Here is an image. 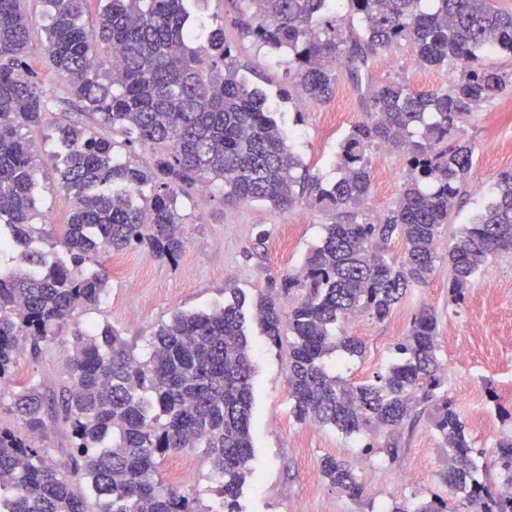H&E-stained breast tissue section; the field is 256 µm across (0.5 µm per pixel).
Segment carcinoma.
Wrapping results in <instances>:
<instances>
[{
  "label": "carcinoma",
  "instance_id": "1",
  "mask_svg": "<svg viewBox=\"0 0 512 512\" xmlns=\"http://www.w3.org/2000/svg\"><path fill=\"white\" fill-rule=\"evenodd\" d=\"M49 24L43 51L82 107L151 147V167L115 161L112 142L74 124L60 127L61 187L73 208L55 250H27L22 262H0V383L10 385V424H0V512H200L158 477L157 459L203 448L224 512L239 497L253 457V350L246 316L274 345L289 341L288 397L298 421L330 425L346 435L393 432L426 409L448 449L438 478L453 503L436 496L394 502L390 512H512V494H494L474 478L473 447L462 414L440 389L438 320L428 306L412 316L396 345L398 362L367 382L326 369L342 349L362 353L336 326L367 312L387 319L407 290L432 277L437 240L451 223L471 177L473 147L460 123L507 86L484 61L487 49L512 55V11L493 0H348L360 28L344 35L332 0H244L251 20L234 24L261 47L286 57L289 85L313 102L333 92L345 71L364 101V120L340 144L339 178L310 175L273 117L267 98L239 75L224 28L192 21L198 0H106L96 28L81 24L85 0H44ZM418 65L458 72L449 87L419 92L405 83L367 86L371 57L400 43ZM30 20L21 0H0V224L13 241L46 235L36 215V163L22 130L42 123L47 96L27 70ZM420 133H415V129ZM403 151L407 172L394 208L383 216L327 224L319 244L293 273L258 293L249 312L236 297L220 308L177 313L158 326L140 358L118 330L88 334L78 315L100 302L110 280L99 252L145 246L176 260L185 247L178 198L221 182L224 203L262 202L285 210L298 198L313 208L356 209L371 191L367 150ZM160 182L141 206L142 188ZM401 254L389 255L392 240ZM512 255V171L500 173L491 200L448 246L452 301L485 274L491 260ZM66 353L57 388L13 385L20 356L44 343ZM67 429V461L51 457L50 431ZM491 463L512 485V437L492 448ZM83 470L85 490L69 474ZM320 472L331 487L359 498L352 462L327 456Z\"/></svg>",
  "mask_w": 512,
  "mask_h": 512
}]
</instances>
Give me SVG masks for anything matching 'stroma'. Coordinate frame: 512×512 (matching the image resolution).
<instances>
[{
  "mask_svg": "<svg viewBox=\"0 0 512 512\" xmlns=\"http://www.w3.org/2000/svg\"><path fill=\"white\" fill-rule=\"evenodd\" d=\"M31 19L26 60L48 97L42 124L26 129L39 171L36 187V223L50 235L60 233L73 207L71 194L58 181L63 147L58 128L72 123L95 135L113 140L114 154L122 163L145 167L153 162L150 148L129 146L123 135L103 125L98 116L73 102L66 82L46 58V6L43 0H25ZM244 0H207L197 17L207 28L223 27L232 44L241 72L273 103L275 117L285 129L294 151L307 170L323 182L337 179L336 155L340 141L364 118L363 101L345 72H338L329 100L314 103L290 93L283 65L267 49L242 37L230 19L245 10ZM372 81H402L419 91L447 87L451 76L444 70L417 65L407 45L393 46L373 56ZM336 121H328V114ZM461 130L474 148L471 184L451 224L437 242L438 259L425 286L409 289L393 314L380 321L369 314L344 322L339 333L358 337L364 351L351 356L336 352L325 359L328 367L353 382L372 380L396 360L395 345L406 333L420 305L432 307L438 318V356L447 367L442 388L463 415L466 431L479 450H490L502 434L512 433V420H501L499 409L512 411V256L493 261L487 273L454 305L448 288V244L458 225L469 223L487 201L500 172L512 170V159L502 150L512 145V85L473 112ZM372 171L391 172L387 189H372L359 214L377 216L393 208L407 170V157L398 150L373 146L368 150ZM185 218L186 245L174 261L158 260L147 249L135 246L120 254H99L104 265L120 259L123 276L111 277L97 308L80 315L81 328L101 331L117 328L137 354H147L154 331L180 312H202L223 305L228 287L253 298L269 281L280 280L301 266L307 252L318 244L323 227L346 222L339 211H320L299 201L287 210L253 202L225 204L219 189L192 193L180 199ZM247 340L255 350L253 419L254 457L252 479L239 499L242 512H291L303 505L305 512H388L392 502H417L450 492L437 478L448 463V451L434 432L429 416L414 427L366 436H347L331 426L297 421L288 398V345H273L256 324H248ZM63 356L58 344H50L36 356L23 355L16 381L51 382L62 376ZM399 442L396 462L382 452L386 442ZM373 445L364 454L365 445ZM334 456L357 462L356 474L363 486L353 499L331 488L320 472L323 458ZM187 460L194 479L185 485L186 495L198 498L202 512H218L216 484L203 449L189 448L160 458L158 474L170 480L175 462Z\"/></svg>",
  "mask_w": 512,
  "mask_h": 512,
  "instance_id": "1",
  "label": "stroma"
}]
</instances>
